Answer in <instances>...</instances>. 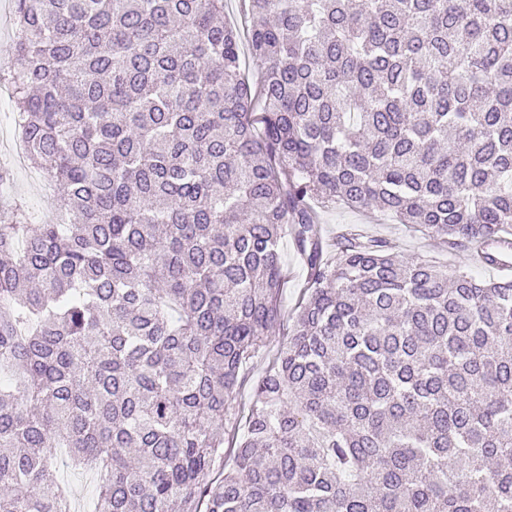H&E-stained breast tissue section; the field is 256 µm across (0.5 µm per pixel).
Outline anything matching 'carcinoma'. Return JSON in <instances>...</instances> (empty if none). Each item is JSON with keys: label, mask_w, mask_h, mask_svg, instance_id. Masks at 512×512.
<instances>
[{"label": "carcinoma", "mask_w": 512, "mask_h": 512, "mask_svg": "<svg viewBox=\"0 0 512 512\" xmlns=\"http://www.w3.org/2000/svg\"><path fill=\"white\" fill-rule=\"evenodd\" d=\"M14 0L12 89L57 217L0 218V512H512V275L319 212L512 247V0ZM304 294L281 319L280 241ZM243 14L244 5L242 0H224V18L226 20L238 22L240 24V18L243 17ZM246 39V29L243 30L241 27V40L244 48L241 62L242 70L250 77V79H256L262 72V65L249 55L246 49ZM321 223L320 232L327 238L336 236L343 227L352 225L369 236L391 240L406 255L421 256L440 265H448V271L470 269L487 279L495 278L499 274L496 267L480 265L470 248L462 247L448 252L441 241L420 232H413L403 224H396L378 210L357 211L336 206L322 214ZM280 250L283 272L287 281V290L283 294V315L275 328L268 333L263 355L245 373L243 385L238 396L240 409L248 404L250 385L253 379L267 367L280 347L286 343L288 333L292 328V310L299 297L297 284L301 270L290 238H285L281 241ZM57 478L70 487L75 501V512H93L98 496V477L90 467L60 466Z\"/></svg>", "instance_id": "carcinoma-1"}]
</instances>
